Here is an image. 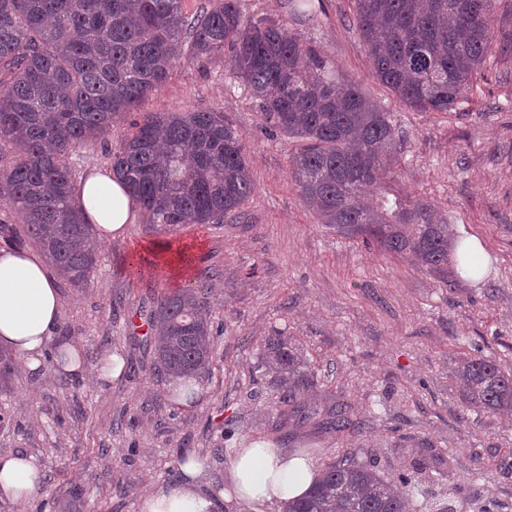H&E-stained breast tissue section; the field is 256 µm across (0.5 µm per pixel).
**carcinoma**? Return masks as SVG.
<instances>
[{
    "instance_id": "obj_1",
    "label": "carcinoma",
    "mask_w": 512,
    "mask_h": 512,
    "mask_svg": "<svg viewBox=\"0 0 512 512\" xmlns=\"http://www.w3.org/2000/svg\"><path fill=\"white\" fill-rule=\"evenodd\" d=\"M181 0H0V201L73 288L97 264L90 228L71 206L70 155L135 112L181 58L224 63L256 100L268 128L300 142L289 166L319 223L366 236L448 280V219L425 200L360 201L390 173L399 134L391 115L347 82L318 47L268 17L246 18L239 0H207L186 14ZM316 0H287L291 15ZM495 0H354L374 77L396 100L446 112L469 87L493 45ZM12 145L8 157L1 146ZM112 174L139 201L150 230L242 218L255 190L246 147L222 112H141L109 154ZM156 369L172 381L205 377L213 341L204 297L162 295L150 313ZM259 367L282 406H293L314 373L288 337L266 338ZM463 401L512 408V374L481 356L454 370ZM287 512H409L380 471L354 452L328 465Z\"/></svg>"
}]
</instances>
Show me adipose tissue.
I'll return each mask as SVG.
<instances>
[{
    "mask_svg": "<svg viewBox=\"0 0 512 512\" xmlns=\"http://www.w3.org/2000/svg\"><path fill=\"white\" fill-rule=\"evenodd\" d=\"M73 202L100 243L125 236L140 211L125 185L106 167L80 179ZM61 308L60 293L42 258L30 250L0 247V348L17 354L28 371H41L44 354L54 344ZM181 470L182 481L155 487L143 496L141 512H221L225 493L201 486L202 461L189 460ZM227 477L239 501L262 507L303 497L318 472L307 457L255 440L229 460ZM41 483V467L34 456H0V499L22 503Z\"/></svg>",
    "mask_w": 512,
    "mask_h": 512,
    "instance_id": "obj_1",
    "label": "adipose tissue"
}]
</instances>
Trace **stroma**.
I'll return each mask as SVG.
<instances>
[{"instance_id":"35a3bbf8","label":"stroma","mask_w":512,"mask_h":512,"mask_svg":"<svg viewBox=\"0 0 512 512\" xmlns=\"http://www.w3.org/2000/svg\"><path fill=\"white\" fill-rule=\"evenodd\" d=\"M240 7L245 16L285 22L387 109L403 145L378 195L430 202L457 238L481 241L487 271L447 284L373 241L319 224L289 168L295 141L265 131L223 61H177L140 109L203 107L233 122L256 182L246 218L170 235L135 222L125 237L98 246L87 285L58 281L55 336L80 349L86 374L56 373L50 359L35 374L0 351V455H34L44 472L26 503L1 500L0 512H139L141 497L178 483L191 457L204 464L205 488L218 490L227 485L229 457L251 440L305 453L320 469L355 449L388 480L418 470L411 512L447 503L512 512V412L466 406L452 382L459 358L477 348L512 372V0H497L492 50L445 112L408 109L373 77L353 0H322L304 24L289 20L282 0H240ZM132 120L116 119L104 139L74 152L76 177L108 164ZM167 242L192 247L188 276L157 266ZM134 256L139 278L127 271ZM203 271L214 354L198 397L185 406L157 373L153 341L135 323L148 321L161 295L196 287ZM278 332L316 375L304 393L316 418L278 404L258 367L263 340ZM110 351L125 368L112 383H97L93 373ZM338 405L364 429H330Z\"/></svg>"}]
</instances>
